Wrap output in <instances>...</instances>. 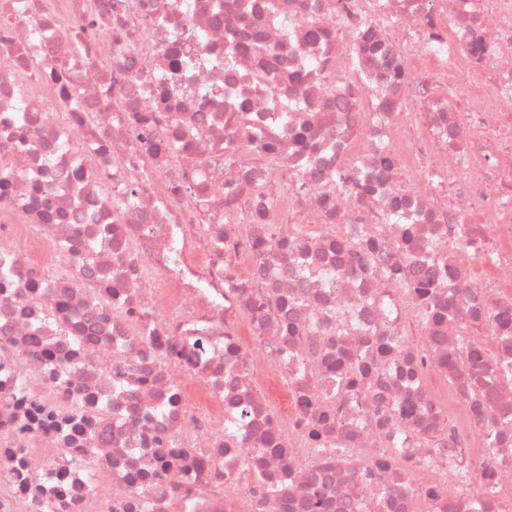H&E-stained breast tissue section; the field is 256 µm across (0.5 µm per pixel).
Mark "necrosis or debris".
I'll return each mask as SVG.
<instances>
[{
	"label": "necrosis or debris",
	"mask_w": 512,
	"mask_h": 512,
	"mask_svg": "<svg viewBox=\"0 0 512 512\" xmlns=\"http://www.w3.org/2000/svg\"><path fill=\"white\" fill-rule=\"evenodd\" d=\"M2 472L512 512V0H0Z\"/></svg>",
	"instance_id": "necrosis-or-debris-1"
}]
</instances>
